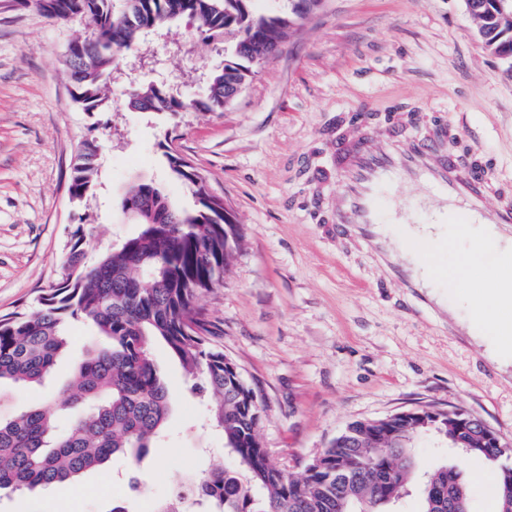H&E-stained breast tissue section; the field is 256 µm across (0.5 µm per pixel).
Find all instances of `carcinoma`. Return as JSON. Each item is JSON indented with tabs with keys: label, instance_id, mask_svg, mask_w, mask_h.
Here are the masks:
<instances>
[{
	"label": "carcinoma",
	"instance_id": "cac0c4a2",
	"mask_svg": "<svg viewBox=\"0 0 512 512\" xmlns=\"http://www.w3.org/2000/svg\"><path fill=\"white\" fill-rule=\"evenodd\" d=\"M49 18L83 17L91 26L75 41L77 65L65 59L72 99L84 112L109 105L112 83L127 69L124 51L148 33L166 35L188 20L207 40L232 33L224 65L209 71L202 91L172 94L161 84L129 85L128 108L164 114L174 122L183 112H222L228 91L244 87L252 65L281 51L297 22L322 0H288V10L258 14L251 0H23ZM478 34L496 41L512 60V32L493 15L472 14ZM158 148L178 179L189 184L195 208H179L158 182L136 181L126 190L122 210L133 211L139 231L95 253L86 248L88 202L96 197L102 147L88 128L74 149L68 191L80 210L64 247L61 279L32 310L0 316V384L41 385L67 350V324L91 325L100 343L81 360L65 397L54 409L30 407L0 421V496L76 481L115 456L140 463L169 417L171 404L151 355L162 342L192 378L191 389L211 398L210 419L221 433L232 467L194 477L196 500L220 512H396L414 492L418 512H468L470 488L457 466L437 461L412 481L416 441L435 437L458 454L481 460L497 473L498 512H512V465L497 457L512 447L486 448L454 426L459 411L431 426L399 421L376 426L349 423L300 476L273 461L259 430L265 407L247 382L235 381L224 350L208 339L196 299L220 286L240 247L239 229L224 220V201L212 195L202 176L165 133Z\"/></svg>",
	"mask_w": 512,
	"mask_h": 512
}]
</instances>
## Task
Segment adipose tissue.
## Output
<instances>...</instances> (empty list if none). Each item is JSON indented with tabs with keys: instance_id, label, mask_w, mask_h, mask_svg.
Wrapping results in <instances>:
<instances>
[{
	"instance_id": "ef3b65f1",
	"label": "adipose tissue",
	"mask_w": 512,
	"mask_h": 512,
	"mask_svg": "<svg viewBox=\"0 0 512 512\" xmlns=\"http://www.w3.org/2000/svg\"><path fill=\"white\" fill-rule=\"evenodd\" d=\"M406 254L430 281L447 279L449 285L457 286L476 269H488L501 260L512 259V235L487 232L480 224L465 229L449 227L447 231L432 234L429 225L408 227L404 230ZM430 245V252H422L420 244ZM446 250L454 255L451 271H443L435 262L433 250ZM467 308L466 320L479 345L499 368L512 366V339H505L500 332L502 317L512 312V275L499 279L490 297L473 298L461 295Z\"/></svg>"
}]
</instances>
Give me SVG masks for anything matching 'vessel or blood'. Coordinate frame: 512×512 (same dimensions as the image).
<instances>
[{
	"label": "vessel or blood",
	"instance_id": "obj_1",
	"mask_svg": "<svg viewBox=\"0 0 512 512\" xmlns=\"http://www.w3.org/2000/svg\"><path fill=\"white\" fill-rule=\"evenodd\" d=\"M369 116L354 113L328 130L330 166L316 167L318 185L336 180L338 188L328 205L317 206L319 223L334 224L349 235L368 237L389 276L403 279L410 288L424 287L422 275L402 260L393 245L390 225L447 223V211L434 208L425 214L407 204L387 202L396 183L423 182L435 196L452 202L459 224H484L501 233L512 232V195L503 193V182L486 170L478 157L468 163L446 148L448 126L440 115L412 118L391 112L385 129L373 136L363 131ZM496 204H487L489 195Z\"/></svg>",
	"mask_w": 512,
	"mask_h": 512
}]
</instances>
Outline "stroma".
Instances as JSON below:
<instances>
[{
	"label": "stroma",
	"mask_w": 512,
	"mask_h": 512,
	"mask_svg": "<svg viewBox=\"0 0 512 512\" xmlns=\"http://www.w3.org/2000/svg\"><path fill=\"white\" fill-rule=\"evenodd\" d=\"M81 19L63 23L19 0H0V314L36 306L61 277L74 223L67 191L74 147L88 127L104 140L91 243L137 232L121 208L136 179L165 184L182 207L188 185L165 170L157 144L166 131L240 227L242 243L222 286L198 301L210 341L243 370L265 404L260 438L289 473L306 464L351 421L419 406L459 408L512 445V374L487 359L470 335L460 291L408 288L388 279L366 238L344 236L313 212L310 166L329 155L325 133L338 114L443 111L450 150H478L512 181V63L484 49L462 0H324L282 52L255 65L242 93L221 112H186L178 126L127 109L125 84L112 106L91 114L72 101L63 61ZM223 40L189 22L147 36L143 83L178 74L183 93L224 62ZM71 347L40 386L0 385V419L54 404L75 364L92 352L93 328L70 325ZM172 412L140 467L122 457L68 484L67 512H150L186 477L229 464L204 402L187 390L179 362L153 350ZM454 462L471 481L470 512H497V489L476 482L480 462L420 438L417 471Z\"/></svg>",
	"instance_id": "35a3bbf8"
}]
</instances>
